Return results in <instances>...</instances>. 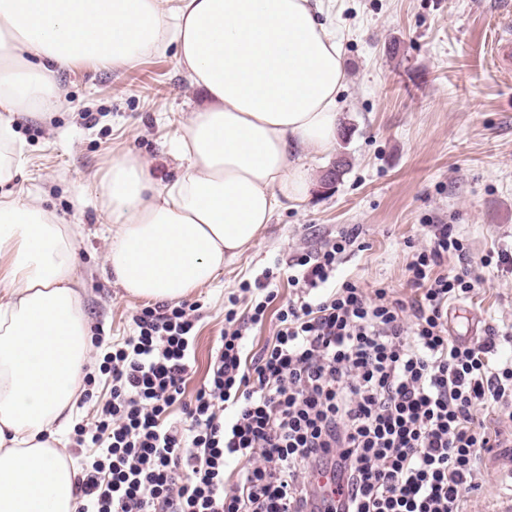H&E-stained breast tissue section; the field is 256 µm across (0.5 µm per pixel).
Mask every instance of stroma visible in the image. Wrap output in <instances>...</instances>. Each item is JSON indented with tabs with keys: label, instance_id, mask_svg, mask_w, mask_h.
I'll return each mask as SVG.
<instances>
[{
	"label": "stroma",
	"instance_id": "stroma-1",
	"mask_svg": "<svg viewBox=\"0 0 512 512\" xmlns=\"http://www.w3.org/2000/svg\"><path fill=\"white\" fill-rule=\"evenodd\" d=\"M323 22L336 32L347 87L340 96L336 146L309 159L305 201L278 211L255 245L225 265L216 280L188 294L201 305L196 344L201 384L211 347L224 329V304L242 281L272 270L279 302L295 290L288 267L344 232L356 248L336 276L366 290L410 294L407 264L426 242L429 224L452 225L465 239L480 288L451 305L452 339L474 342L512 328V263L481 267L490 252L512 253V75L501 72L489 45L512 0H323ZM60 98L49 113L14 124L23 171L11 186L38 197L61 223L80 228L75 271L92 335L121 341L133 331L142 299L115 286L105 259L110 218L101 187L113 159L140 158L157 184L181 169L173 149L203 89L179 67L173 49L145 55L132 68L82 63L58 70ZM345 168L332 190L322 177ZM512 447L483 453L465 512H507Z\"/></svg>",
	"mask_w": 512,
	"mask_h": 512
}]
</instances>
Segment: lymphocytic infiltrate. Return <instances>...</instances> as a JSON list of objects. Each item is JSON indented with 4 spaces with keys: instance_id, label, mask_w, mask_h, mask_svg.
Here are the masks:
<instances>
[{
    "instance_id": "1",
    "label": "lymphocytic infiltrate",
    "mask_w": 512,
    "mask_h": 512,
    "mask_svg": "<svg viewBox=\"0 0 512 512\" xmlns=\"http://www.w3.org/2000/svg\"><path fill=\"white\" fill-rule=\"evenodd\" d=\"M428 233L406 299L337 281L354 231L297 258L286 305L267 278L242 283L191 395L198 303L144 307L132 335L95 339L110 398L73 428L76 512H462L483 452L503 445L478 411L512 421V361L493 358L512 335L449 338L448 306L475 284L452 226Z\"/></svg>"
}]
</instances>
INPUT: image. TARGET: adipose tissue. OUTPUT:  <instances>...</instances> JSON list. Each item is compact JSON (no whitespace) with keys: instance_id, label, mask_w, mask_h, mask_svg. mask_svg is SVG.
I'll return each mask as SVG.
<instances>
[{"instance_id":"adipose-tissue-1","label":"adipose tissue","mask_w":512,"mask_h":512,"mask_svg":"<svg viewBox=\"0 0 512 512\" xmlns=\"http://www.w3.org/2000/svg\"><path fill=\"white\" fill-rule=\"evenodd\" d=\"M322 0H0V186L20 173L16 115L50 109L57 70L135 67L175 47L207 105L178 138L165 188L126 155L103 184L116 284L173 302L212 283L310 187L304 152L336 144L345 74ZM77 235L39 199L0 195V512H75L74 461L55 443L92 347Z\"/></svg>"}]
</instances>
